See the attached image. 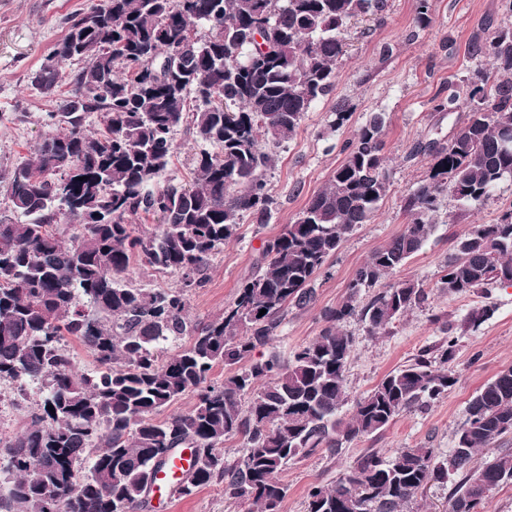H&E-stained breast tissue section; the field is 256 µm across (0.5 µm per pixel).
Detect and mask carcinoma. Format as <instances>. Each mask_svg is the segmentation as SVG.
<instances>
[{"label": "carcinoma", "instance_id": "carcinoma-1", "mask_svg": "<svg viewBox=\"0 0 512 512\" xmlns=\"http://www.w3.org/2000/svg\"><path fill=\"white\" fill-rule=\"evenodd\" d=\"M386 7V0H99L65 18L64 35L30 85L53 98L61 65L84 66L70 95L47 113L56 130L27 162L0 172V192L16 214L0 215V381L41 390L30 424L0 438L13 474L0 512H141L178 448L194 449L193 463L170 494L187 498L222 483L246 512H281L288 463L377 436L455 386L458 337L450 329L439 360L424 351L350 399L353 339L340 324L355 317L375 335L423 305L428 293L412 278L385 284L365 303L359 296L422 250L444 200L477 207L512 178V26L488 27L469 44L492 71L450 80L447 96L434 97L433 111L462 109L465 117L448 140L411 149L431 165L405 199L409 222L355 270L345 299L322 309L318 336L285 361L254 356L278 336L288 307L316 302L314 284L329 258L386 195L384 112L346 142L328 185L295 220L262 241L255 271L224 311L203 325L188 316L200 273L238 239L241 219L271 217L267 173L312 105L333 90L348 23L379 19ZM415 21L432 23L429 0H415ZM198 27L207 38H197ZM93 113L98 131L88 129ZM181 124L198 144L193 177L161 186ZM140 213L156 217L153 231L132 223ZM139 263L180 274V285L130 284ZM439 284L450 294L512 285V208L455 239ZM493 312H470L464 328L478 329ZM67 336L88 350L93 369L76 370ZM177 341L184 347L165 355V344ZM218 366L219 383L211 380ZM190 392L192 408L165 414ZM508 433L512 368L472 396L448 455L423 446L369 451L335 483L310 486L306 512H402L428 485L451 478L446 512H488L491 493L512 486V453L482 463L476 456ZM230 441L242 448L232 461Z\"/></svg>", "mask_w": 512, "mask_h": 512}]
</instances>
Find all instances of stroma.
<instances>
[{
    "instance_id": "1",
    "label": "stroma",
    "mask_w": 512,
    "mask_h": 512,
    "mask_svg": "<svg viewBox=\"0 0 512 512\" xmlns=\"http://www.w3.org/2000/svg\"><path fill=\"white\" fill-rule=\"evenodd\" d=\"M88 0H0V171L31 158L40 137L47 133L45 114L52 105L33 91L28 74L39 67L63 36V20ZM413 0H388L381 20L361 16L345 34L346 54L338 67L332 93L305 116L299 134L280 150L270 179L277 206L265 227L244 217L237 241L226 244L204 270L205 284L189 297L188 314L205 322L222 312L241 283L251 275L261 243L291 223L308 200L323 189L343 158L342 148L370 113L383 112L386 128V174L389 190L370 223L361 225L328 261L329 277L318 278L316 305L308 310L289 308L278 336L261 348L263 356L288 358L300 344L318 336L319 311L341 303L354 271L373 250L401 233L408 222L403 211L407 196L429 170L428 157H410L418 141L447 139L462 122L460 112H436L431 100L448 77L466 79L490 62L471 58L472 36L487 21L507 25L501 0H432L433 23L413 25ZM346 106L350 117L341 126L331 124L336 106ZM512 208V179L502 181L480 207L460 208L448 201L438 218L434 236L397 278L423 281L427 302L410 310L377 335H368L357 319L342 323L354 340L347 387L359 397L388 372L409 363L421 351L438 344L444 326H453L459 347L451 367L457 377L448 394L426 408L403 414L381 435L354 442L340 454L326 451L290 464L282 479L288 495L282 512H305L309 485L334 483L354 460L369 449L389 452L426 446L447 454L453 434L466 418L468 402L477 389L503 369L512 367V286L454 295L439 286L440 267L451 252V238L475 224L496 223ZM495 308L477 330L463 326L472 310ZM41 400L37 385L27 387L25 400L0 404V437L20 433ZM144 512H240L225 500L224 488L209 485L190 498L171 495L150 499Z\"/></svg>"
}]
</instances>
